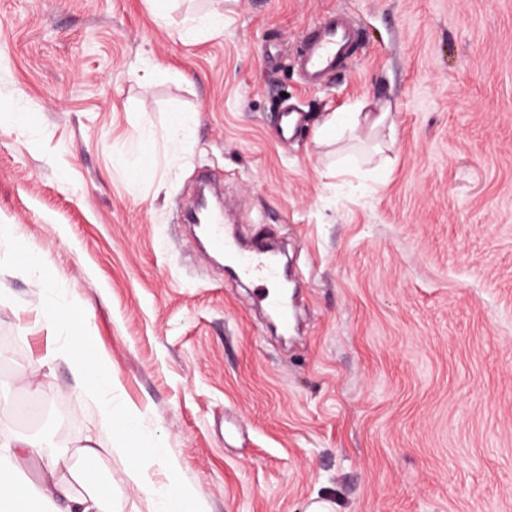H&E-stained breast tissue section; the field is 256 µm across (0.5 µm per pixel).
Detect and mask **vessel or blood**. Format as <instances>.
I'll return each mask as SVG.
<instances>
[{"instance_id":"1","label":"vessel or blood","mask_w":512,"mask_h":512,"mask_svg":"<svg viewBox=\"0 0 512 512\" xmlns=\"http://www.w3.org/2000/svg\"><path fill=\"white\" fill-rule=\"evenodd\" d=\"M357 38V26L345 14L335 11L307 27L297 54V66L305 86L325 87L350 58ZM211 241L214 248L233 260L239 274L267 283L278 282L279 268L266 255L264 247L256 246L248 255L241 252L236 240L225 234L222 217H215L211 223Z\"/></svg>"}]
</instances>
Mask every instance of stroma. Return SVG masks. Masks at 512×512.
Listing matches in <instances>:
<instances>
[{
	"label": "stroma",
	"mask_w": 512,
	"mask_h": 512,
	"mask_svg": "<svg viewBox=\"0 0 512 512\" xmlns=\"http://www.w3.org/2000/svg\"><path fill=\"white\" fill-rule=\"evenodd\" d=\"M167 2L0 0V224L84 309L115 396L204 512H512V0H236L213 30L224 0ZM333 9L362 40L310 90L295 54ZM385 105L394 141L316 138ZM204 173L242 249L287 244L288 334L178 221ZM43 298L0 270V441L152 512Z\"/></svg>",
	"instance_id": "obj_1"
}]
</instances>
